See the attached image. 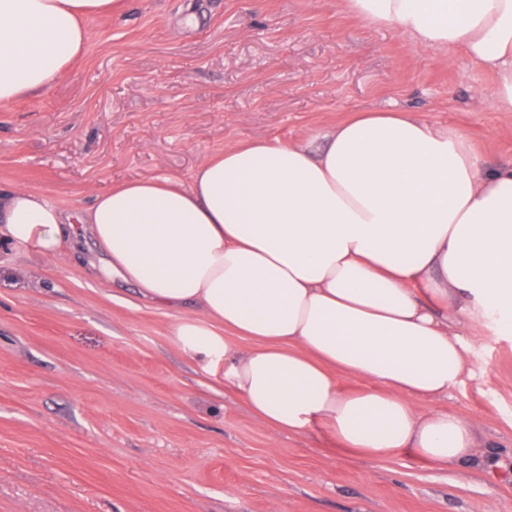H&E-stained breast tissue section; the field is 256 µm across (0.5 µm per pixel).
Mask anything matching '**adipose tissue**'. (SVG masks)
<instances>
[{"label":"adipose tissue","mask_w":512,"mask_h":512,"mask_svg":"<svg viewBox=\"0 0 512 512\" xmlns=\"http://www.w3.org/2000/svg\"><path fill=\"white\" fill-rule=\"evenodd\" d=\"M369 26L458 49L512 112V0H342ZM124 0H0V105L54 84L86 48L85 21ZM101 283H133L171 313L173 344L220 375L266 425L376 459L473 460L466 419L420 408L463 382L464 328L512 333V164L414 112H366L311 148L247 141L189 183L127 182L69 210L0 188V236L46 257L76 231ZM364 380L363 389L343 377Z\"/></svg>","instance_id":"obj_1"}]
</instances>
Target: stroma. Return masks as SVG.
I'll list each match as a JSON object with an SVG mask.
<instances>
[{"label": "stroma", "mask_w": 512, "mask_h": 512, "mask_svg": "<svg viewBox=\"0 0 512 512\" xmlns=\"http://www.w3.org/2000/svg\"><path fill=\"white\" fill-rule=\"evenodd\" d=\"M85 27L77 63L0 105L1 188L84 208L124 181L189 180L238 142L312 144L371 111L456 125L488 163L512 160L492 74L339 0H126ZM96 259L84 234L54 258L0 242V512H512V335L482 329L442 402L474 426L476 462L376 460L208 389L173 317L94 280Z\"/></svg>", "instance_id": "35a3bbf8"}]
</instances>
